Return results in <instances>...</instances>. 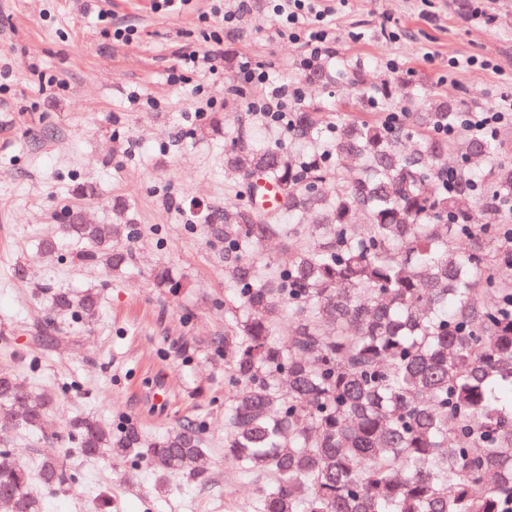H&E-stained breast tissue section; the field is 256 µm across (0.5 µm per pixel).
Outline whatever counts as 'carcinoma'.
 Listing matches in <instances>:
<instances>
[{"mask_svg":"<svg viewBox=\"0 0 512 512\" xmlns=\"http://www.w3.org/2000/svg\"><path fill=\"white\" fill-rule=\"evenodd\" d=\"M288 143L276 127L239 120L224 175L272 185L277 211L215 209L224 243V348L229 399L224 461L263 479L262 512H512V159L493 139L456 129L460 112L433 98L392 130L355 118L330 127L303 102ZM448 173V188L440 178ZM63 234L79 258L121 270L137 225L82 224ZM279 256H253L259 241ZM154 283L177 291L169 271ZM53 309L92 319L88 292L56 291ZM293 335L276 339L284 317ZM49 395L0 372V496L11 512H42L33 480H77L55 456L37 472L7 461L14 431L41 427ZM85 457L110 449L161 478L202 479L204 429L183 421L149 439L90 418L70 424Z\"/></svg>","mask_w":512,"mask_h":512,"instance_id":"carcinoma-1","label":"carcinoma"}]
</instances>
